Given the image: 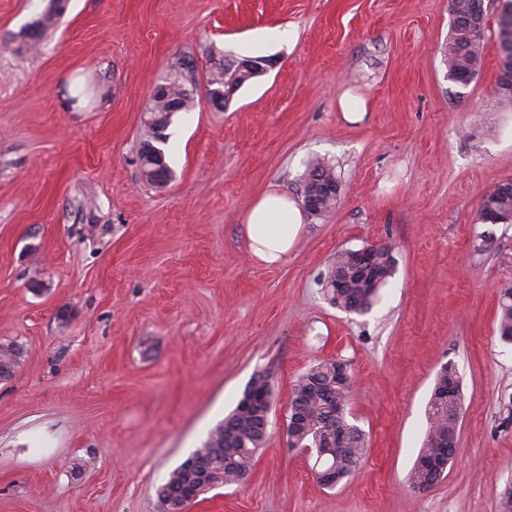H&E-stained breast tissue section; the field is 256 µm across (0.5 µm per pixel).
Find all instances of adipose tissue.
Here are the masks:
<instances>
[{"label": "adipose tissue", "instance_id": "ef3b65f1", "mask_svg": "<svg viewBox=\"0 0 512 512\" xmlns=\"http://www.w3.org/2000/svg\"><path fill=\"white\" fill-rule=\"evenodd\" d=\"M252 255L261 263L281 262L292 249L304 224V215L287 194L269 191L259 195L244 217Z\"/></svg>", "mask_w": 512, "mask_h": 512}]
</instances>
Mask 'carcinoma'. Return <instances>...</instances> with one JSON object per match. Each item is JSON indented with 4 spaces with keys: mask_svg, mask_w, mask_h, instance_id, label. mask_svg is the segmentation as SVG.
Masks as SVG:
<instances>
[{
    "mask_svg": "<svg viewBox=\"0 0 512 512\" xmlns=\"http://www.w3.org/2000/svg\"><path fill=\"white\" fill-rule=\"evenodd\" d=\"M479 3L481 0H449L452 24L444 57L448 77L461 85L468 84L479 73L483 63L484 34L475 36L467 26L468 17ZM58 17V13L49 11L36 21L27 37L34 42L41 39ZM498 27L500 49L512 47V8L506 7L500 13ZM256 76L257 71H240L234 68V63L226 61L217 66L207 84H222L226 88L233 87L238 90ZM194 80V70L190 69L183 84L173 85L169 89L174 99L180 102L181 110L186 112L195 107L198 94H187L183 86ZM303 183L320 190L323 212L328 213L335 208L336 198L325 192L326 187L336 183L331 168L320 160L311 163ZM480 213H493L508 219L512 217V198L504 200L493 193H487L482 198ZM345 263V253H336L333 265L317 278V285L321 287L326 299L339 310L349 314H363L393 275L392 247L388 244L379 246L374 258L376 276L368 285L353 277L345 287H335L332 277L336 267ZM501 296L503 308L500 332L501 335L512 338V285H505ZM341 364L340 358L320 360L297 378L293 387L292 404L299 410L302 424L290 430L288 435V442L297 444V447H310L317 451L334 436L348 435V448L334 456L327 455L322 458V462L328 467L335 468L339 482L356 472L368 447L364 431L349 419L348 403L352 382L338 379L337 370ZM250 383L256 386L257 393L273 398L270 370L256 372ZM265 411L266 408L261 404L249 409L237 404L224 421L210 431L203 446L171 471L168 480L156 491L158 500H164L166 492L171 494L201 486L208 491L221 486L242 484L251 474L257 452L264 446L268 436V431L261 429L262 420L266 418ZM426 417L424 442L408 475L409 487L415 492L423 485L433 487L443 477L441 473L422 467L419 460L439 457L442 449L438 445L447 441L448 435L455 433L460 425L457 410L451 402L437 406L433 404V400H428Z\"/></svg>",
    "mask_w": 512,
    "mask_h": 512,
    "instance_id": "1",
    "label": "carcinoma"
}]
</instances>
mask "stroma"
<instances>
[{"instance_id":"1","label":"stroma","mask_w":512,"mask_h":512,"mask_svg":"<svg viewBox=\"0 0 512 512\" xmlns=\"http://www.w3.org/2000/svg\"><path fill=\"white\" fill-rule=\"evenodd\" d=\"M50 0H0V512H160L156 489L271 369L268 438L248 480L187 512H498L512 481V341L499 330L512 224L483 196L512 180V103L495 93L500 4L484 60L449 80L448 0H69L35 49ZM293 31L290 40L281 39ZM275 65L224 110L174 113L168 183L143 180L153 89L184 58ZM362 92L348 123L338 101ZM322 158L338 204L306 214L287 258L251 254L260 194L302 201ZM391 244L395 271L361 315L316 278L337 252ZM339 357L350 419L369 437L333 487L284 432L292 387ZM461 382L445 476L408 474L436 375Z\"/></svg>"}]
</instances>
